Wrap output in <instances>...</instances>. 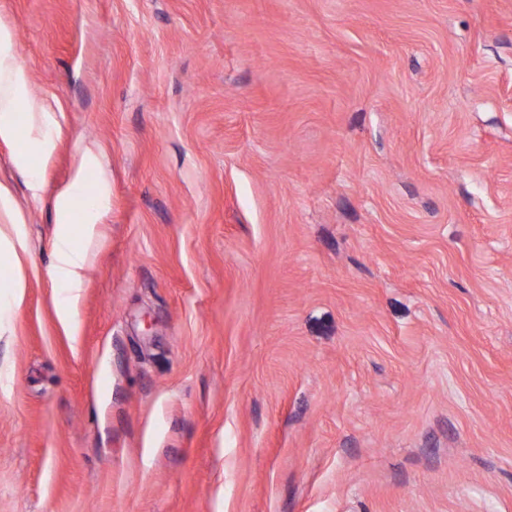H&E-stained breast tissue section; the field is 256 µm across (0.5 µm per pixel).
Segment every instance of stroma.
Returning <instances> with one entry per match:
<instances>
[{
  "mask_svg": "<svg viewBox=\"0 0 512 512\" xmlns=\"http://www.w3.org/2000/svg\"><path fill=\"white\" fill-rule=\"evenodd\" d=\"M0 512H512V0H0ZM98 163L83 168L86 148ZM102 183L64 327L53 201ZM25 110L26 123L42 139L33 138L17 154L20 172L30 181L37 182L42 169L29 159V153L38 151L44 141L58 129L54 113L34 97L29 90V78L12 47L10 30L0 24V140H17L16 116L19 108Z\"/></svg>",
  "mask_w": 512,
  "mask_h": 512,
  "instance_id": "stroma-1",
  "label": "stroma"
}]
</instances>
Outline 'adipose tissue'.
I'll return each instance as SVG.
<instances>
[{
  "label": "adipose tissue",
  "instance_id": "obj_1",
  "mask_svg": "<svg viewBox=\"0 0 512 512\" xmlns=\"http://www.w3.org/2000/svg\"><path fill=\"white\" fill-rule=\"evenodd\" d=\"M24 114L30 130L36 131L27 148L17 154L20 172L30 181L42 175L39 166L29 159L44 138L56 132L58 124L45 104L29 90V78L12 47V36L6 26L0 25V140L15 142L17 139L16 116ZM101 203V187L87 184L83 179L61 190L55 200L56 230L53 249L58 264L53 271L55 281L73 284L78 272L86 263L85 248L79 232H91V220Z\"/></svg>",
  "mask_w": 512,
  "mask_h": 512
}]
</instances>
